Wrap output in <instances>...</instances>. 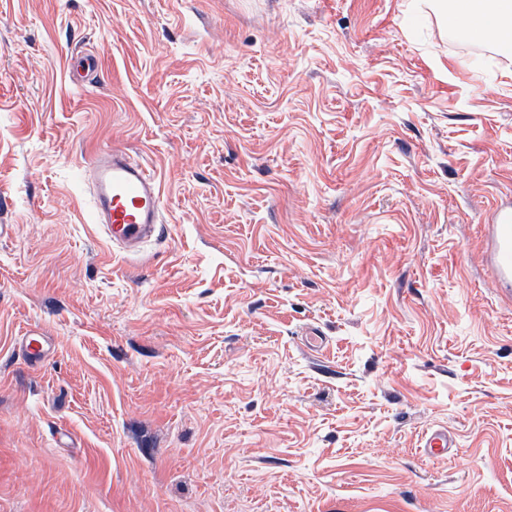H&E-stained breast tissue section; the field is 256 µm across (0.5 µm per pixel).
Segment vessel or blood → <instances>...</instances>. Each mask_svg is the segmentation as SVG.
I'll return each instance as SVG.
<instances>
[{
	"label": "vessel or blood",
	"mask_w": 512,
	"mask_h": 512,
	"mask_svg": "<svg viewBox=\"0 0 512 512\" xmlns=\"http://www.w3.org/2000/svg\"><path fill=\"white\" fill-rule=\"evenodd\" d=\"M91 204L96 224L107 240L127 254L141 252L145 243L160 236L161 198L155 174L118 148L98 152L89 162ZM483 258L493 272L495 289L512 299V202L500 205L492 224L485 227ZM28 364L41 363L47 352L42 332L29 329L20 339ZM424 456L444 459L455 446L444 429H430L421 436Z\"/></svg>",
	"instance_id": "1"
}]
</instances>
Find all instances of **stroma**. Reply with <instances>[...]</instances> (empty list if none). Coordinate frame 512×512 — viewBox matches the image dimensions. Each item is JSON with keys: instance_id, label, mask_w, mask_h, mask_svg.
Listing matches in <instances>:
<instances>
[{"instance_id": "obj_1", "label": "stroma", "mask_w": 512, "mask_h": 512, "mask_svg": "<svg viewBox=\"0 0 512 512\" xmlns=\"http://www.w3.org/2000/svg\"><path fill=\"white\" fill-rule=\"evenodd\" d=\"M509 199L512 54L415 2L0 0V512H512ZM95 224L105 237L127 254L163 231L162 194L155 174L122 149L98 152L88 166ZM485 231L483 258L492 269L494 288L512 299V202L497 208ZM47 340L43 333L31 328L20 339V351L29 365L41 363L47 352ZM455 447L453 438L446 429H430L421 436L422 454L430 459H447L451 448Z\"/></svg>"}]
</instances>
